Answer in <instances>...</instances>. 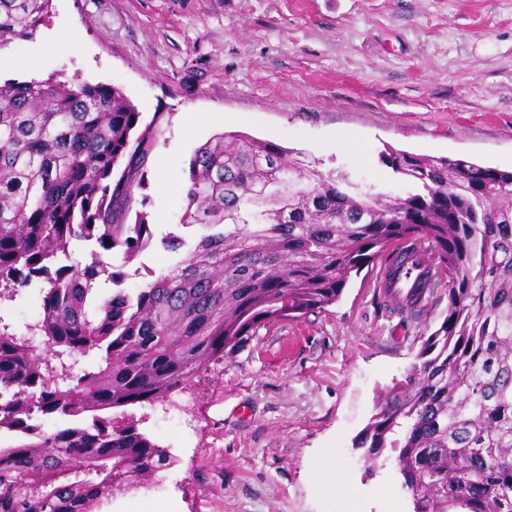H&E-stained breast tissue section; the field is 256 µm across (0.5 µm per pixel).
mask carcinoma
I'll return each mask as SVG.
<instances>
[{"mask_svg":"<svg viewBox=\"0 0 512 512\" xmlns=\"http://www.w3.org/2000/svg\"><path fill=\"white\" fill-rule=\"evenodd\" d=\"M51 0H0V46L28 36ZM116 87L80 80L0 84V298L46 284L41 345L0 328V512H102L168 465L125 417L102 411L166 399L261 322L336 301L352 273L393 243H428L448 281L422 270L414 309L448 290V315L418 363L380 397L355 438L368 466L394 457L413 512H512V171L388 147L405 182L392 197L318 160L224 132L189 163L182 223L209 230L182 265L94 301L112 264L53 267L76 238L134 258L145 216L127 217L158 135ZM127 164L114 175L121 159ZM102 353L95 371L54 381L42 353ZM91 414L88 423L78 418ZM75 422L38 430L33 415Z\"/></svg>","mask_w":512,"mask_h":512,"instance_id":"obj_1","label":"carcinoma"}]
</instances>
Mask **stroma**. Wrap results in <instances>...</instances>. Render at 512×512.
<instances>
[{
	"instance_id": "obj_1",
	"label": "stroma",
	"mask_w": 512,
	"mask_h": 512,
	"mask_svg": "<svg viewBox=\"0 0 512 512\" xmlns=\"http://www.w3.org/2000/svg\"><path fill=\"white\" fill-rule=\"evenodd\" d=\"M80 33L77 49L60 42ZM77 79L118 87L160 134L134 211L150 244L133 261L102 253L137 293L202 234L183 224L189 161L244 132L394 194L393 146L512 169V0H51L28 37L0 46V84ZM211 114L189 132L187 115ZM167 184H160V175ZM177 236V252L163 240ZM390 252L337 301L265 321L186 388L122 408L171 463L104 512H412L393 460L367 470L354 437L377 396L403 379L448 295L410 312L379 286ZM42 284L0 300V326L25 336Z\"/></svg>"
}]
</instances>
